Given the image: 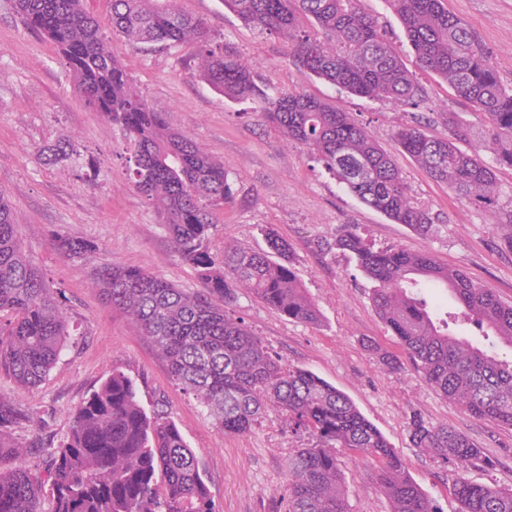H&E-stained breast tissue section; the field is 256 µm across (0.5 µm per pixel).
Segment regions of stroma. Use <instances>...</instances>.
<instances>
[{
    "mask_svg": "<svg viewBox=\"0 0 512 512\" xmlns=\"http://www.w3.org/2000/svg\"><path fill=\"white\" fill-rule=\"evenodd\" d=\"M177 5L205 20L217 44L251 64L270 96L304 93L366 127L392 152L414 202L430 211L436 225L424 238L362 203L276 131L260 104L229 101L203 80L196 44L160 48L111 36L116 55L148 103L224 165L235 195L214 215L209 250L218 256L228 246L264 253L266 235L275 231L287 241L296 275L321 319L315 324L288 319L245 288L237 289L230 314L243 319L284 364L311 370L348 396L438 512H458L449 487L460 475L512 488V427L471 416L427 384L375 314L371 283L355 257L335 246L344 225H355L370 245L428 251L511 305L512 224L496 223L482 204L434 181L397 150L393 139L406 125L445 136L447 112L459 113L477 129V114L446 81L419 69L386 0H359L358 7L377 21L415 71L422 95L416 105L354 96L316 77L295 64L287 41L245 24L225 10L222 0H177ZM447 6L489 52L501 82L512 87V0H447ZM64 136L78 144L79 159L45 163L43 148ZM126 159L121 131L85 107L55 45L24 27L14 0H0V194L20 226L26 257L42 271L51 294L65 298L70 323L61 355L39 385L19 387L0 365V395L41 420L15 429L12 437L25 446L27 463H42L48 444H59L67 434L75 407L116 368L132 379L146 411L164 412L175 421L200 462L217 512H280L288 458L307 446L308 437L289 432L284 415L272 405L250 433H224L173 380L135 323L105 306L91 284L90 270L112 265L156 274L189 293L202 287L197 270L176 256L156 210L129 183ZM56 231L94 242L96 249L79 260L64 259L50 245ZM430 294L450 335L501 359L512 358L511 347L458 318L450 291L434 288ZM368 340L400 355V367L382 365L365 350ZM416 416L465 435L480 448L482 462L464 468L416 448L409 428ZM338 458L349 512H390L374 461L344 452Z\"/></svg>",
    "mask_w": 512,
    "mask_h": 512,
    "instance_id": "obj_1",
    "label": "stroma"
}]
</instances>
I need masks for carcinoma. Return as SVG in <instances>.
Returning <instances> with one entry per match:
<instances>
[{"mask_svg":"<svg viewBox=\"0 0 512 512\" xmlns=\"http://www.w3.org/2000/svg\"><path fill=\"white\" fill-rule=\"evenodd\" d=\"M83 0H15V10L32 30L58 49L75 77L74 91L85 106L119 126L128 150L134 189L163 219L174 250L195 268L203 283L186 293L138 268L104 266L91 274L101 299L129 316L139 333L165 357L172 378L215 418L227 434H247L267 405L285 415L288 431L309 435L313 444L288 459L284 512H348L340 448L377 465L380 491L391 512H437L407 474L383 435L353 402L313 372L288 368L244 323L228 314L235 288H248L262 302L301 322L316 323L320 312L296 277L288 243L268 232L279 260L264 253L205 247L213 213L233 192L224 171L195 141L170 127L130 82L104 26L127 38L160 47L192 41L199 47L201 75L224 97L262 105L267 121L301 146L364 204L418 234L434 231L431 214L411 198L390 152L366 128L305 94L268 96L252 65L212 48L205 22L180 12L177 0H110L101 21ZM403 23L418 65L448 82L473 112L484 117L472 153L457 140L473 129L458 113L444 121L448 136L436 138L416 126L397 130L394 140L436 182L458 196L483 203L500 224L512 210L498 211L493 170L480 152L512 168V87L504 86L489 53L448 12L444 0H386ZM242 21L287 38L299 66L353 94L393 103L419 93L413 73L376 21L357 0H222ZM321 37L310 34L307 24ZM78 155L63 139L49 148V162ZM52 246L65 259L94 251L93 242L55 234ZM336 246L356 256L372 282L370 299L386 327L427 383L475 418L512 426V360L448 334L436 322L435 304L416 288L446 287L462 316L512 347V305L466 274L438 263L426 251L374 249L347 226ZM69 335L63 304L50 293L42 272L25 257L12 210L0 194V364L21 387L39 384ZM366 348L387 367L399 358L375 342ZM34 419L12 399L0 396V512H216L197 456L175 422L141 406L132 380L114 369L75 409L72 424L50 453L43 471L25 464L11 431ZM418 448L463 467L480 460L468 438L421 418L410 421ZM460 512H512V488L479 485L458 476L451 486Z\"/></svg>","mask_w":512,"mask_h":512,"instance_id":"obj_1","label":"carcinoma"}]
</instances>
